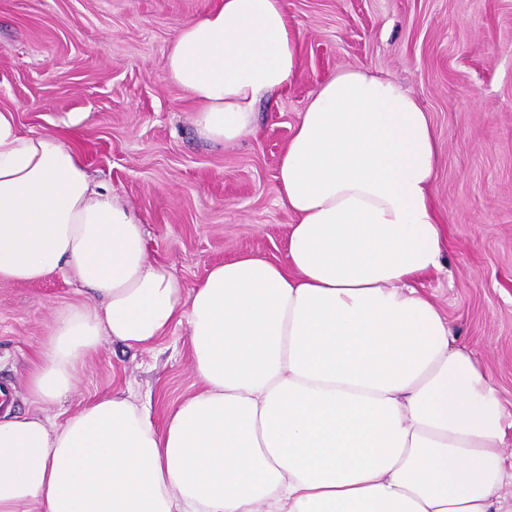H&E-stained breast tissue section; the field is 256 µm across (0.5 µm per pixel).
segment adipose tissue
Returning a JSON list of instances; mask_svg holds the SVG:
<instances>
[{"instance_id":"1","label":"adipose tissue","mask_w":512,"mask_h":512,"mask_svg":"<svg viewBox=\"0 0 512 512\" xmlns=\"http://www.w3.org/2000/svg\"><path fill=\"white\" fill-rule=\"evenodd\" d=\"M164 68L201 136L240 142L298 75L285 0H217ZM440 156L402 84L337 71L278 166L286 262L241 255L188 291L65 138L0 110V283L60 273L93 297L57 312L33 403L68 399L103 338L148 350L181 322L199 383L161 427L121 391L60 424L1 413L0 512H512V416L421 286L446 267Z\"/></svg>"}]
</instances>
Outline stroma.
Wrapping results in <instances>:
<instances>
[{"mask_svg":"<svg viewBox=\"0 0 512 512\" xmlns=\"http://www.w3.org/2000/svg\"><path fill=\"white\" fill-rule=\"evenodd\" d=\"M214 3L0 0V108L23 132L70 136L94 181L142 216L149 257L191 289L245 253L285 261L294 218L275 175L318 87L346 68L397 79L442 148L434 202L448 270L425 290L512 412V0H286L297 79L258 105L256 133L232 146L199 138L192 103L163 67L177 29ZM89 299L61 274L0 283V386L12 413L60 423L95 395L129 389L164 421L196 389L183 324L149 350L104 339L66 401L31 402L26 376L56 313Z\"/></svg>","mask_w":512,"mask_h":512,"instance_id":"35a3bbf8","label":"stroma"}]
</instances>
